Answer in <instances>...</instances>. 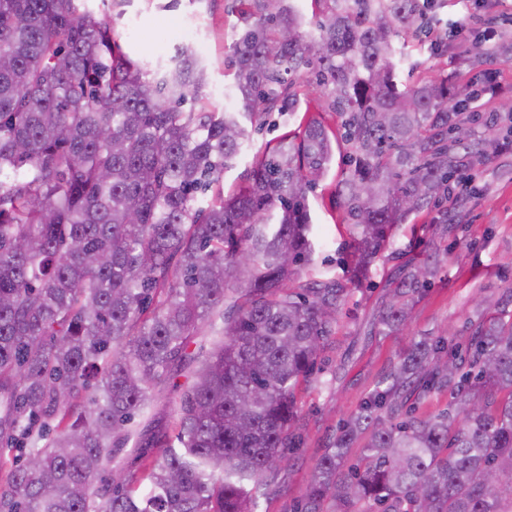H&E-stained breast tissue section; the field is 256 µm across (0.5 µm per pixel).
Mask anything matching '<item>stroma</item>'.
I'll use <instances>...</instances> for the list:
<instances>
[{"mask_svg": "<svg viewBox=\"0 0 512 512\" xmlns=\"http://www.w3.org/2000/svg\"><path fill=\"white\" fill-rule=\"evenodd\" d=\"M86 7L112 23V36L133 59L150 65L166 64L176 46L191 35L190 46L207 69V85L201 102L187 101L184 110L203 105L212 112L238 108L230 92L233 75L227 67L236 32L238 13L233 0H87ZM440 15L443 24L455 28L465 17L477 18L472 40L489 36L491 51L471 49L460 55L458 43L444 40L427 43L423 33L401 36L410 65L400 68L398 82L447 74L452 85L466 90L490 71L500 87L494 97L483 100V111H497L501 102L512 100V0H445ZM307 111L289 116L271 114L250 127L249 139L224 172L225 190H233L250 174L257 155L283 135L301 133L307 114L321 115L325 125L336 127L339 117L327 109L326 92L313 84L305 86ZM342 159H335L332 172L306 193L315 254L302 269L303 281L343 277L347 260L349 228L342 220L334 190ZM475 194L459 198L455 210L460 229L441 240L443 263L412 311L409 328L400 335L371 333L370 327L382 305L396 268L405 259L422 254L435 240L430 216L412 215L410 223L393 230L390 242L371 266L367 276L351 290L337 317L330 337L315 367L317 384L299 394L303 444L286 453L275 478L276 496L262 500L259 512H292L304 497L309 474L323 448L332 439L339 422L356 412L390 362L407 351L424 333L448 336L455 342L468 339V322L474 319V297H481L485 311L492 312L512 302V151H488L470 164ZM175 388L152 400L130 425L132 435L116 452L113 467L130 473L145 464L138 446L152 419L173 413L178 389L190 384L188 375L175 379Z\"/></svg>", "mask_w": 512, "mask_h": 512, "instance_id": "35a3bbf8", "label": "stroma"}]
</instances>
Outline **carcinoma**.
<instances>
[{
    "label": "carcinoma",
    "mask_w": 512,
    "mask_h": 512,
    "mask_svg": "<svg viewBox=\"0 0 512 512\" xmlns=\"http://www.w3.org/2000/svg\"><path fill=\"white\" fill-rule=\"evenodd\" d=\"M312 2L314 35L291 0H240V110L184 112L206 85L189 47L155 82L80 0H0V512H259L350 292L298 281L314 254L305 193L334 147L356 279L412 213L448 223L450 179L512 143L446 78L398 89L394 38L433 27V0ZM305 82L342 132L309 117L224 194L246 123L299 111ZM439 265L430 249L402 266L373 330H405ZM470 329L464 349L423 336L390 363L294 512H512V310ZM186 370L175 420L153 419L140 444L158 454L139 476L113 470L127 425ZM435 391L448 409L416 414L411 397ZM359 443L365 464L350 468Z\"/></svg>",
    "instance_id": "1"
}]
</instances>
